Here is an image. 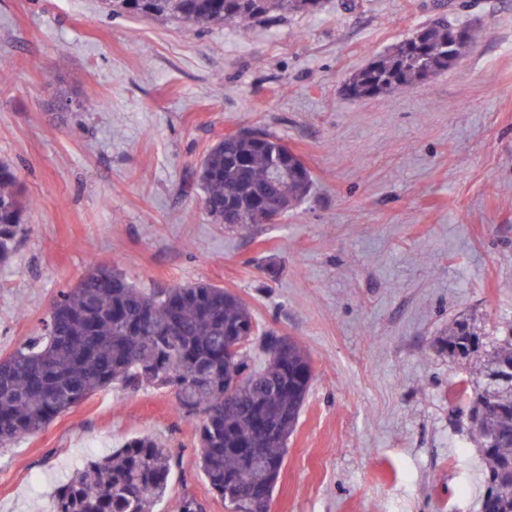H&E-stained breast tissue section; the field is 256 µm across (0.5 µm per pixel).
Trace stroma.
I'll return each mask as SVG.
<instances>
[{
    "label": "stroma",
    "mask_w": 512,
    "mask_h": 512,
    "mask_svg": "<svg viewBox=\"0 0 512 512\" xmlns=\"http://www.w3.org/2000/svg\"><path fill=\"white\" fill-rule=\"evenodd\" d=\"M442 9L476 29L457 66L345 95ZM243 128L283 137L313 175L282 223L215 224L184 192L212 141ZM0 161L35 200L0 266V355L89 262L145 288L209 282L312 361L271 512H479L483 462L450 422L466 372L431 344L463 316L512 320V0H328L209 29L104 0H0ZM195 428L166 390L99 393L0 448V512H50L77 463L142 434L178 459L156 512L185 496L229 512Z\"/></svg>",
    "instance_id": "35a3bbf8"
}]
</instances>
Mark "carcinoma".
I'll use <instances>...</instances> for the list:
<instances>
[{
  "label": "carcinoma",
  "mask_w": 512,
  "mask_h": 512,
  "mask_svg": "<svg viewBox=\"0 0 512 512\" xmlns=\"http://www.w3.org/2000/svg\"><path fill=\"white\" fill-rule=\"evenodd\" d=\"M114 14L174 18L198 28L313 13L325 0H106ZM468 25L439 16L373 55L346 82L345 95L369 99L411 89L456 65L472 46ZM288 175L270 186L272 170ZM308 169H297L286 143L263 130L218 137L196 165L216 224H273L310 195ZM30 202L14 169L0 162V265L11 263ZM247 336L250 344L231 348ZM255 321L239 296L207 282L141 288L116 269L90 264L76 288L59 291L39 334L0 356V447L48 427L88 397L120 384L170 391L175 410L197 422L198 467L231 512L271 503L305 405L313 371L306 348ZM434 348L469 365L463 394L470 438L486 465L480 512H512V390L485 387L487 370H512V324L489 334L456 320ZM242 380L234 399L224 387ZM177 459L144 434L102 456H88L57 486L52 512H152L166 494Z\"/></svg>",
  "instance_id": "cac0c4a2"
}]
</instances>
